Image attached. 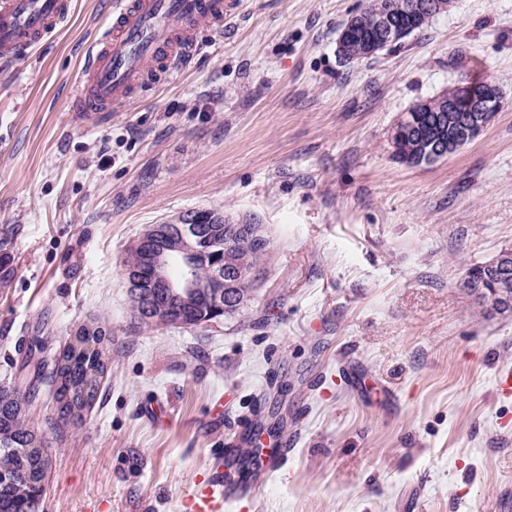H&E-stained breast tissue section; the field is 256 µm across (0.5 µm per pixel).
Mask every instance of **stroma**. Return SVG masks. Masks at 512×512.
<instances>
[{"instance_id": "stroma-1", "label": "stroma", "mask_w": 512, "mask_h": 512, "mask_svg": "<svg viewBox=\"0 0 512 512\" xmlns=\"http://www.w3.org/2000/svg\"><path fill=\"white\" fill-rule=\"evenodd\" d=\"M108 0L0 65V381L37 337L101 327L94 407L58 426L43 512H187L198 479L281 421L294 448L246 512H503L512 504V314L460 286L512 250V0H455L430 26L346 62L366 0H238L173 75L98 119L71 111ZM505 98L431 166L390 130L463 80ZM204 211L270 241L240 315L135 320L122 277L152 224Z\"/></svg>"}]
</instances>
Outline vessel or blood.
I'll list each match as a JSON object with an SVG mask.
<instances>
[{
	"mask_svg": "<svg viewBox=\"0 0 512 512\" xmlns=\"http://www.w3.org/2000/svg\"><path fill=\"white\" fill-rule=\"evenodd\" d=\"M235 0H112L110 14L84 63L85 83L74 98L77 118L113 111L161 68L193 54L201 31L222 27ZM68 0H0V58L30 53L68 16ZM234 483L199 485L191 512H223Z\"/></svg>",
	"mask_w": 512,
	"mask_h": 512,
	"instance_id": "vessel-or-blood-1",
	"label": "vessel or blood"
}]
</instances>
